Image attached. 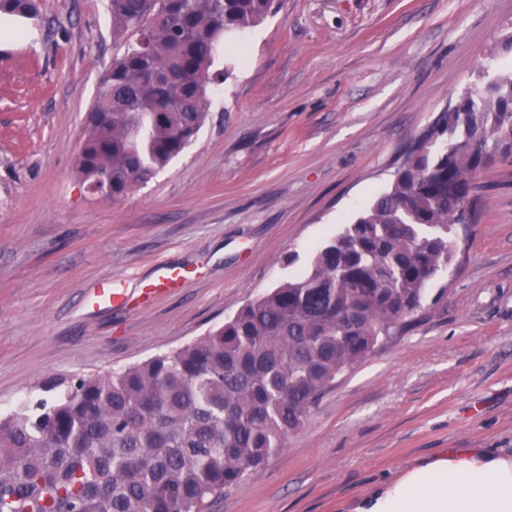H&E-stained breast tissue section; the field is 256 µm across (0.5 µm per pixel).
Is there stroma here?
<instances>
[{
  "label": "stroma",
  "instance_id": "35a3bbf8",
  "mask_svg": "<svg viewBox=\"0 0 512 512\" xmlns=\"http://www.w3.org/2000/svg\"><path fill=\"white\" fill-rule=\"evenodd\" d=\"M37 6L0 11V403L179 347L305 270L512 31V0H283L217 57L184 152L115 200L77 170L119 52L107 0ZM473 195L480 218L428 289L444 301L210 512H354L443 450L512 457V162ZM170 267L176 286L143 297ZM106 278L127 304L88 307Z\"/></svg>",
  "mask_w": 512,
  "mask_h": 512
}]
</instances>
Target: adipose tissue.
Segmentation results:
<instances>
[{
	"label": "adipose tissue",
	"mask_w": 512,
	"mask_h": 512,
	"mask_svg": "<svg viewBox=\"0 0 512 512\" xmlns=\"http://www.w3.org/2000/svg\"><path fill=\"white\" fill-rule=\"evenodd\" d=\"M355 512H512V459L479 450L441 453L404 470Z\"/></svg>",
	"instance_id": "ef3b65f1"
}]
</instances>
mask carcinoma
Returning <instances> with one entry per match:
<instances>
[{"label": "carcinoma", "mask_w": 512, "mask_h": 512, "mask_svg": "<svg viewBox=\"0 0 512 512\" xmlns=\"http://www.w3.org/2000/svg\"><path fill=\"white\" fill-rule=\"evenodd\" d=\"M280 0H110L123 43L84 123L78 171L120 198L206 122L226 37ZM0 10L36 14L34 0ZM470 111L443 112L380 195L306 271L224 324L119 371L49 376L0 412V512H209L285 448L342 374L439 304L426 285L457 250L464 194L512 153V65L477 74Z\"/></svg>", "instance_id": "carcinoma-1"}]
</instances>
